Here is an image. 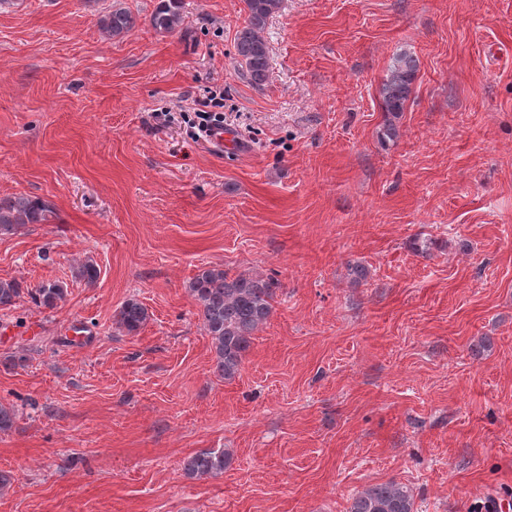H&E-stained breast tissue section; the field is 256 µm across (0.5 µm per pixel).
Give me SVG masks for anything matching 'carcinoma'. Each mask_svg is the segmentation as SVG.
Here are the masks:
<instances>
[{
	"mask_svg": "<svg viewBox=\"0 0 512 512\" xmlns=\"http://www.w3.org/2000/svg\"><path fill=\"white\" fill-rule=\"evenodd\" d=\"M245 22L237 30L234 47L243 75L255 86L264 85L270 74V48L263 36L269 19L281 0H243ZM183 0H159L150 24L159 33H171L182 23ZM137 25V17L125 8H114L102 17V29L111 37L128 35ZM417 59L408 52L397 54L380 89L384 122L380 138L397 137L396 120L404 112L417 77ZM56 209L50 201L15 194L0 198V236L10 235L28 224H50ZM196 303L198 317L211 338L214 371L227 380L243 368L256 331L270 319L277 281L256 274H231L220 266L198 270L187 285ZM66 288L56 281L43 282L25 289L15 280H0V310L16 306L27 294L35 305L57 307ZM149 320L148 309L129 298L117 312V324L129 335H136ZM230 456L223 450L203 449L185 458L182 470L190 478L216 477L224 473ZM348 512H415L411 489L400 482L373 484L356 492Z\"/></svg>",
	"mask_w": 512,
	"mask_h": 512,
	"instance_id": "1",
	"label": "carcinoma"
}]
</instances>
